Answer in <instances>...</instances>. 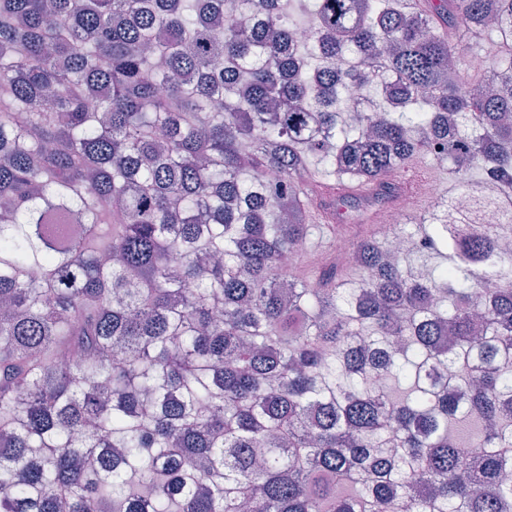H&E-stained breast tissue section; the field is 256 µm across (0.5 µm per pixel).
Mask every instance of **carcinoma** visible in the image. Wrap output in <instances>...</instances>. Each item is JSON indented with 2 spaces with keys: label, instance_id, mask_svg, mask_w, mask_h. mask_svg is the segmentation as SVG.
I'll return each mask as SVG.
<instances>
[{
  "label": "carcinoma",
  "instance_id": "cac0c4a2",
  "mask_svg": "<svg viewBox=\"0 0 512 512\" xmlns=\"http://www.w3.org/2000/svg\"><path fill=\"white\" fill-rule=\"evenodd\" d=\"M304 8L0 0V512H512V0ZM434 144L423 248L284 271ZM462 44L469 47L466 49L465 56L460 62L462 69H466L467 56L471 54H478L485 58H498V56L503 54L494 33H486L480 39H468L465 37Z\"/></svg>",
  "mask_w": 512,
  "mask_h": 512
}]
</instances>
